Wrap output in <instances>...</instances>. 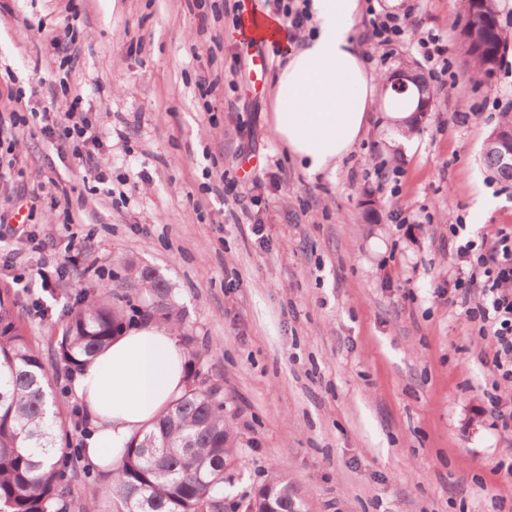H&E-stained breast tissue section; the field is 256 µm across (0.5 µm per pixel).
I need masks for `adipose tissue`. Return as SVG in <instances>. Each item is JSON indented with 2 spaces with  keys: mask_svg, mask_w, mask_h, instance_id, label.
<instances>
[{
  "mask_svg": "<svg viewBox=\"0 0 512 512\" xmlns=\"http://www.w3.org/2000/svg\"><path fill=\"white\" fill-rule=\"evenodd\" d=\"M360 0H311L315 31L286 54L276 74L272 132L308 175L335 172L366 132L382 79L354 37ZM172 326L144 320L125 328L87 362L74 391L94 432L85 453L95 464L120 458L186 385Z\"/></svg>",
  "mask_w": 512,
  "mask_h": 512,
  "instance_id": "1",
  "label": "adipose tissue"
}]
</instances>
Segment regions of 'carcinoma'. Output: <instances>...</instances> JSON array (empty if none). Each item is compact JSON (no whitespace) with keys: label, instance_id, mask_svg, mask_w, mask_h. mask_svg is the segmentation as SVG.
<instances>
[{"label":"carcinoma","instance_id":"cac0c4a2","mask_svg":"<svg viewBox=\"0 0 512 512\" xmlns=\"http://www.w3.org/2000/svg\"><path fill=\"white\" fill-rule=\"evenodd\" d=\"M462 21L468 68L487 82L509 48L495 0H463ZM483 162L501 179L512 180V169L500 165L489 144ZM134 279L144 290L143 304L133 303L132 288L122 296L80 292L57 340V359L78 373L136 319H160L182 332L188 382L182 396L131 439L84 512H220L232 482L226 466L237 445L224 396L219 386L200 379L203 359L195 337L185 332L174 289L150 267L137 270ZM50 386L39 352L13 307L0 299V512H70L74 507L55 420L46 419ZM263 487L272 491L281 512H301L303 504L287 482L270 477Z\"/></svg>","mask_w":512,"mask_h":512}]
</instances>
